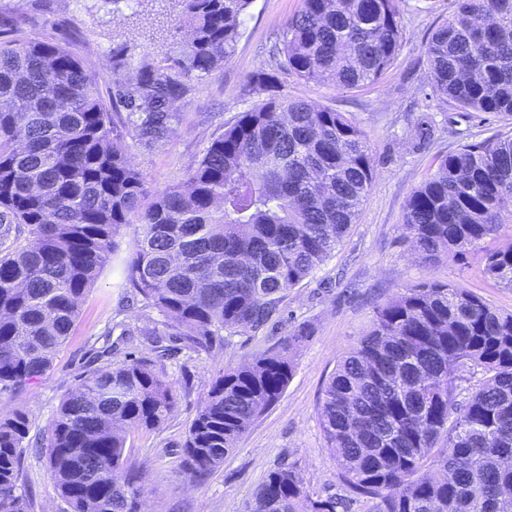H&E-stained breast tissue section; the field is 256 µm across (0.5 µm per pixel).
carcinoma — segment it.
I'll return each instance as SVG.
<instances>
[{"instance_id": "1", "label": "carcinoma", "mask_w": 512, "mask_h": 512, "mask_svg": "<svg viewBox=\"0 0 512 512\" xmlns=\"http://www.w3.org/2000/svg\"><path fill=\"white\" fill-rule=\"evenodd\" d=\"M188 38L169 70L202 77L235 51L252 0H178ZM400 0H301L276 36L273 65L250 91L268 97L215 136L185 183L147 207L143 173L124 146L161 141L185 86L144 65L111 113L96 79L60 44L0 42V392L43 375L79 302L136 225L126 293L154 310L141 336H180L210 352L224 332L257 329L284 293L328 258L356 222L374 161L343 113L272 93L277 73L341 89L373 84L402 44ZM431 95L471 112L512 116V0H455L425 47ZM512 217V139L489 138L437 160L408 196L404 227L423 262L483 253L484 276L512 288V245L484 242ZM212 377L195 411L184 467L200 479L224 464L293 375L290 349ZM484 379L457 402L465 369ZM178 394L164 367L133 356L80 376L41 438L71 512H140L145 470L132 430H159ZM341 476L375 512H512V313L449 284L414 285L376 307L337 362L320 405ZM22 411L0 417V512H28L20 493ZM249 512H336L291 467L269 473Z\"/></svg>"}]
</instances>
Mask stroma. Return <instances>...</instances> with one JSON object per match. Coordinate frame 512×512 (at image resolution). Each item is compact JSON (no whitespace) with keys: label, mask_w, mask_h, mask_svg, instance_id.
Masks as SVG:
<instances>
[{"label":"stroma","mask_w":512,"mask_h":512,"mask_svg":"<svg viewBox=\"0 0 512 512\" xmlns=\"http://www.w3.org/2000/svg\"><path fill=\"white\" fill-rule=\"evenodd\" d=\"M300 5L301 0H253L232 58L204 77L182 75L187 92L177 103L180 120L168 137L152 145L127 137L128 155L142 171L149 194L184 182L214 136L260 103L247 79L267 69L275 33ZM452 10L453 0H403L401 50L374 84L347 90L279 74L280 96L334 109L360 125L374 160L372 188L334 254L288 290L278 321L256 332L233 333L223 348L208 354L194 351L180 337L166 338L172 355L165 370L184 392L161 430L135 432L128 440L132 459L146 469L142 512H246L268 474L289 465L310 496L333 495L348 502L347 512H372V501L354 494L340 478L320 423L323 392L338 359L367 329L376 306L412 285L446 283L512 312V288L487 281L479 255L424 264L414 258L405 238L406 200L439 157L467 143L512 136L511 118L465 112L429 95L424 48ZM180 11L178 0H0V40L20 28L29 38L66 46L92 72L108 101L117 82L135 83L142 61L163 69L167 49L176 48L182 34L170 30L163 48L150 43L143 29L155 13L176 16ZM118 48L125 51L126 66L116 72L112 53ZM422 116L434 122L436 133L429 146L419 149L412 133ZM120 281L119 266H107L82 298L76 325L51 370L22 392L0 394V415L21 410L31 421L22 456V492L31 512H69L36 441L79 376L122 361L129 351L147 359L156 356L145 337L128 345L107 333L115 322L132 329L144 323L140 311L122 307ZM301 324L309 327L311 337L294 349V373L280 399L254 422L222 467L201 480L190 477L183 470V442L212 376L279 348Z\"/></svg>","instance_id":"35a3bbf8"}]
</instances>
